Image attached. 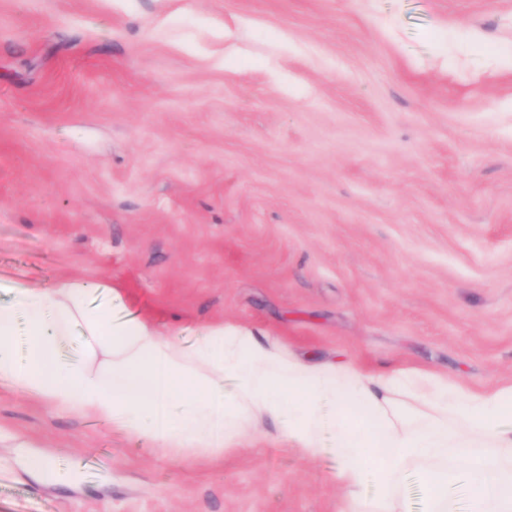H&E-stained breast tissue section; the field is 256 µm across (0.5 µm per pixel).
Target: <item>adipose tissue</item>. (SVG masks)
<instances>
[{"instance_id":"obj_1","label":"adipose tissue","mask_w":512,"mask_h":512,"mask_svg":"<svg viewBox=\"0 0 512 512\" xmlns=\"http://www.w3.org/2000/svg\"><path fill=\"white\" fill-rule=\"evenodd\" d=\"M118 296L75 280L14 288L0 303V385L178 451L236 447L260 419L307 455L331 437L341 512H399L410 464L424 475L425 512H452L448 484L462 466L472 472L471 512H512V385L476 392L417 368L365 374L232 324L206 326L182 348L146 319L114 313ZM74 341L78 354L64 358Z\"/></svg>"}]
</instances>
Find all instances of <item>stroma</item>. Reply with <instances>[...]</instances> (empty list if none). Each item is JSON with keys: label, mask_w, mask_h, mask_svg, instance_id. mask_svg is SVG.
Returning a JSON list of instances; mask_svg holds the SVG:
<instances>
[{"label": "stroma", "mask_w": 512, "mask_h": 512, "mask_svg": "<svg viewBox=\"0 0 512 512\" xmlns=\"http://www.w3.org/2000/svg\"><path fill=\"white\" fill-rule=\"evenodd\" d=\"M61 279L182 344L512 383V0H0V302ZM334 466L0 386V512H338Z\"/></svg>", "instance_id": "obj_1"}]
</instances>
